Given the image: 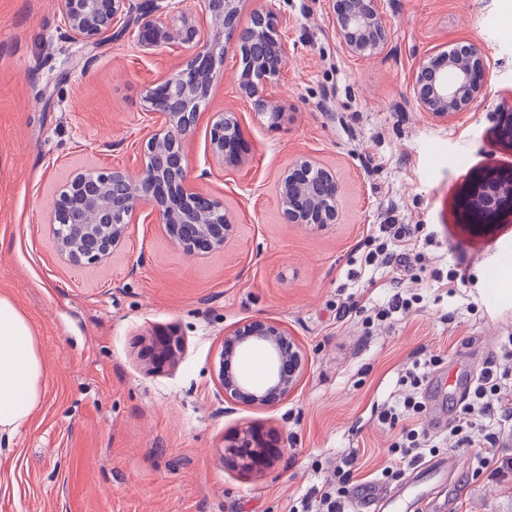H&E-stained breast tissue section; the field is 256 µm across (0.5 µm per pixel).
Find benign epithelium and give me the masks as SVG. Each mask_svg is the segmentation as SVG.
<instances>
[{
  "label": "benign epithelium",
  "instance_id": "7a95c632",
  "mask_svg": "<svg viewBox=\"0 0 512 512\" xmlns=\"http://www.w3.org/2000/svg\"><path fill=\"white\" fill-rule=\"evenodd\" d=\"M350 0H336V29L346 52L354 55L374 53L386 44V26L379 13L377 0H361L363 7L352 8ZM241 0H203V7L210 15L212 40L204 43L201 33L190 21L181 20L178 28L183 33L182 44L194 46L189 64L198 73H209L216 55L224 54L237 46V18ZM133 11L130 0H62L66 39L96 46L112 33V28L122 17ZM175 41L173 24L165 14L161 0H148L142 8L138 23V43L152 49ZM470 59L466 66L462 58ZM477 46H464L457 54L442 51L422 60L415 71L412 84L413 99L417 107L439 118H451L478 99L485 90L484 75L479 68ZM434 70L439 81L424 89L423 75ZM182 75L176 73L152 87L146 97L150 110L163 116L165 128L155 133L149 143L169 138L182 145L183 137L194 126L197 114L171 112L166 107L169 91L181 83ZM234 121L220 113L210 129V153L221 164L237 165L243 161L245 139L242 131L229 134ZM178 174L173 181L159 175L143 159L137 177L126 176L131 194L121 200H112L113 172H100L89 181L79 177L70 182L53 201L50 223L62 222L69 208L89 214L87 224H75L69 235L56 234L57 248L61 255L74 264H97L106 261L129 238L132 224L145 204L152 206L160 218L167 235L191 255H203L224 247L234 230L230 214L224 205L213 200L216 218L203 225L201 239L184 241L178 233L181 225L196 223L190 203L201 192L188 169L183 150H178ZM512 181L494 171H488L473 180L466 193L473 207V215L492 218L504 211L512 212V191L502 194L500 186ZM278 202L282 213H291L292 224H331L336 221L337 196L325 205H318L304 197L299 188L288 185V177L278 184ZM262 348L267 355V371L256 378L244 371L233 369L238 355L246 349ZM305 371V359L299 343L280 323L254 320L224 334L217 379L224 390V397L239 405L255 408H274L288 399L299 387ZM255 434L249 429L240 432L237 442L224 448V456L241 466H248V456L243 448H259Z\"/></svg>",
  "mask_w": 512,
  "mask_h": 512
}]
</instances>
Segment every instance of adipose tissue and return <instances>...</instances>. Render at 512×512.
<instances>
[{
  "instance_id": "obj_1",
  "label": "adipose tissue",
  "mask_w": 512,
  "mask_h": 512,
  "mask_svg": "<svg viewBox=\"0 0 512 512\" xmlns=\"http://www.w3.org/2000/svg\"><path fill=\"white\" fill-rule=\"evenodd\" d=\"M44 390L35 327L10 297L0 295V437L21 431L40 406Z\"/></svg>"
}]
</instances>
